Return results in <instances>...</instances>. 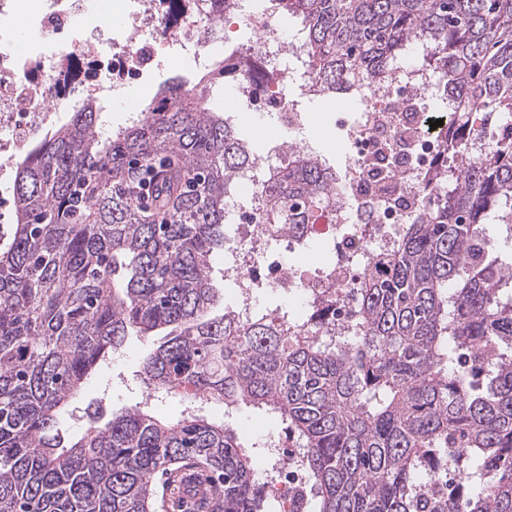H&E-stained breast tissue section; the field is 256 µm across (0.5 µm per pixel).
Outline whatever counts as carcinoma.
Listing matches in <instances>:
<instances>
[{
    "label": "carcinoma",
    "instance_id": "carcinoma-1",
    "mask_svg": "<svg viewBox=\"0 0 512 512\" xmlns=\"http://www.w3.org/2000/svg\"><path fill=\"white\" fill-rule=\"evenodd\" d=\"M296 17L323 90L381 76L410 48L436 70L459 127L422 216L356 287L357 335L296 336L278 312L211 315L225 200L249 150L209 97L172 79L160 105L108 135L91 101L14 164V223L0 230V512H154L155 475L208 512H262L219 401L287 425L318 512H420L443 466L462 502L512 512V275L485 224H512V0H266ZM266 224L332 217L336 178L292 157L266 189ZM165 333L140 375L178 396L165 422L135 409L72 441L60 418L126 337ZM472 350L468 361L461 352Z\"/></svg>",
    "mask_w": 512,
    "mask_h": 512
}]
</instances>
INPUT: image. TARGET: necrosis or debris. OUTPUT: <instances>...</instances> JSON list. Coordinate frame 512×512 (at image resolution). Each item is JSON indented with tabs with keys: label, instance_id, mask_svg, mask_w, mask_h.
<instances>
[{
	"label": "necrosis or debris",
	"instance_id": "1",
	"mask_svg": "<svg viewBox=\"0 0 512 512\" xmlns=\"http://www.w3.org/2000/svg\"><path fill=\"white\" fill-rule=\"evenodd\" d=\"M104 0H0V202L9 200L14 159L70 111L75 94L92 87L98 101L122 102V91L145 67L162 66L159 46L192 52L203 70L213 63L212 45L231 12L189 9L185 0H136L119 14L111 36L95 19ZM24 11L37 37L18 47L8 21ZM257 39L252 52L261 73L271 75L263 89L267 104L281 103L288 85L279 77L285 60L300 59V36H281L273 14L249 12ZM86 28L84 43L52 46V39ZM340 96L363 94L362 109L345 123L352 158L337 175L335 219L330 224H299L285 229L262 221L272 173L287 167L293 151H310L302 140L278 144L273 153L240 170L232 179L234 233L224 239V272L235 283V307L248 316L259 289L297 298L305 309L327 305L337 335L357 317L356 284L371 271V260L396 244L414 218L425 178L442 160L443 128L429 129L437 109L438 78L406 61L366 85H337ZM326 242L329 258L313 269L289 266L286 257ZM267 457L260 470L266 498L279 512H299L298 496L308 486L297 449L281 434L265 436Z\"/></svg>",
	"mask_w": 512,
	"mask_h": 512
}]
</instances>
